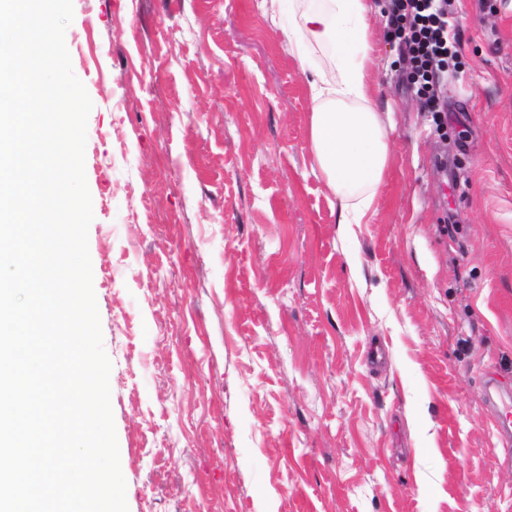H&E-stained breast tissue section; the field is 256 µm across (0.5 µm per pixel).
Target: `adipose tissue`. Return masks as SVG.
I'll return each instance as SVG.
<instances>
[{
	"mask_svg": "<svg viewBox=\"0 0 512 512\" xmlns=\"http://www.w3.org/2000/svg\"><path fill=\"white\" fill-rule=\"evenodd\" d=\"M369 11L366 0H299L285 33L299 60L323 48L337 55L336 78L309 82L310 148L345 234L373 208L391 151L387 127L371 105Z\"/></svg>",
	"mask_w": 512,
	"mask_h": 512,
	"instance_id": "1",
	"label": "adipose tissue"
}]
</instances>
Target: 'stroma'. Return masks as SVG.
I'll list each match as a JSON object with an SVG mask.
<instances>
[{
  "instance_id": "35a3bbf8",
  "label": "stroma",
  "mask_w": 512,
  "mask_h": 512,
  "mask_svg": "<svg viewBox=\"0 0 512 512\" xmlns=\"http://www.w3.org/2000/svg\"><path fill=\"white\" fill-rule=\"evenodd\" d=\"M386 182L342 238L260 0H73L128 512H512V0H456L444 131L371 0ZM456 224L454 236L443 225ZM486 394L495 408V425L497 433L506 445L511 444L512 436V395L500 390L497 383L490 379L486 383Z\"/></svg>"
}]
</instances>
